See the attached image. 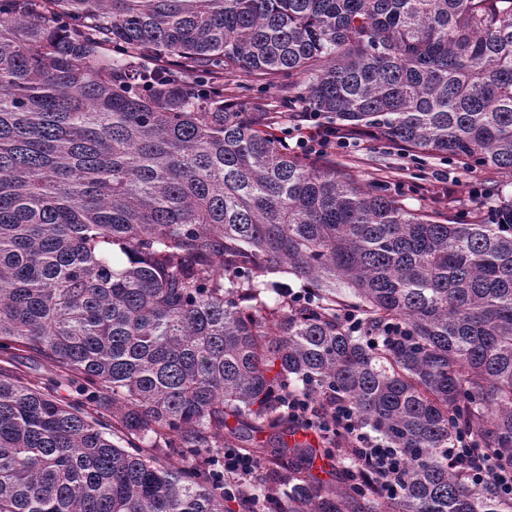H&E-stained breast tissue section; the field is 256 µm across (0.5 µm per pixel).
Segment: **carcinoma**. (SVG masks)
<instances>
[{
	"label": "carcinoma",
	"mask_w": 512,
	"mask_h": 512,
	"mask_svg": "<svg viewBox=\"0 0 512 512\" xmlns=\"http://www.w3.org/2000/svg\"><path fill=\"white\" fill-rule=\"evenodd\" d=\"M240 76L512 172V0H0V352L86 391L0 366V512H226V448L269 471L248 512H512L448 464L470 431L512 466V229L289 153ZM302 392L398 451L396 497L311 472ZM442 192H445V190L435 187L428 194H414L406 185L402 194L410 208H426L427 210H440L448 213V194L443 196ZM433 194L434 196H432Z\"/></svg>",
	"instance_id": "obj_1"
}]
</instances>
